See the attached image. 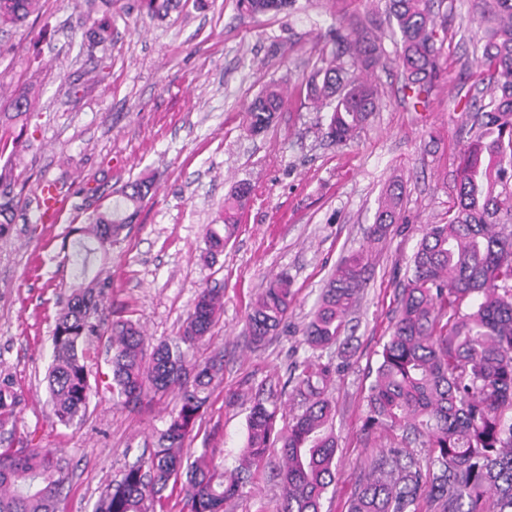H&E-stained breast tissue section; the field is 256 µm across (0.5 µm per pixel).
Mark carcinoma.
I'll list each match as a JSON object with an SVG mask.
<instances>
[{"label":"carcinoma","instance_id":"cac0c4a2","mask_svg":"<svg viewBox=\"0 0 512 512\" xmlns=\"http://www.w3.org/2000/svg\"><path fill=\"white\" fill-rule=\"evenodd\" d=\"M486 24L473 86L478 95L458 99L471 118L469 140L458 157L457 206L443 224L422 230L411 274L383 344L366 395L367 426L400 432L357 481L348 512H419L428 498L436 512H512V0H478ZM296 0H237L253 15L278 13ZM43 0H0V24H23L43 10ZM395 62L402 70L412 107L427 103L441 66V38L434 0H390ZM111 21L104 17L86 32L89 47L105 43ZM336 49L323 56L304 81L313 109L332 106L326 138L351 140L379 108L378 88L366 72L385 57L383 47L336 31ZM38 96L23 84L8 99L11 119L26 121ZM285 102L279 83L269 85L247 108L249 132L270 126ZM18 147L13 126L0 124V157ZM152 179L127 182L112 208L96 212L78 228L98 250L107 251L133 224ZM403 185L393 181L381 195L371 240L380 241L400 219ZM253 187L241 182L224 199V231L241 223ZM22 203L11 176L0 170V227L12 224ZM363 253L344 259L322 289L302 329L312 350L335 345L348 331L347 314L366 281ZM108 284L91 281L73 291L55 317L53 359L48 369L49 403L55 421L69 427L88 406L90 387L83 350L100 335L98 297ZM294 300L288 273L275 275L252 302L245 333L263 345L288 319ZM220 289L204 288L180 336L145 353L144 339L129 320L112 322V398L141 404L174 388L181 406L148 456L107 486L94 512H157L168 489H180L188 512H225L248 482L252 469L279 456V512H322L336 482V436L328 388L336 367L304 361L292 377L291 396L304 406L281 424L275 395L255 394L247 418L246 443L238 466L224 472L220 449L185 457L186 440L204 415L210 391L224 373V355L189 358L218 322ZM21 394L0 374V433L11 432ZM416 445L424 455L407 451ZM69 479L65 461L51 448H0V512H57Z\"/></svg>","mask_w":512,"mask_h":512}]
</instances>
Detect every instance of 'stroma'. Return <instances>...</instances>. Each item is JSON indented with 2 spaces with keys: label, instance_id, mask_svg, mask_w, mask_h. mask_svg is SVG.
Masks as SVG:
<instances>
[{
  "label": "stroma",
  "instance_id": "1",
  "mask_svg": "<svg viewBox=\"0 0 512 512\" xmlns=\"http://www.w3.org/2000/svg\"><path fill=\"white\" fill-rule=\"evenodd\" d=\"M447 20L442 71L426 106L402 100V77L387 37L388 0H297L280 14L240 13L236 0H182L153 16L141 0H112V41L80 52L88 27L84 0H45L39 16L0 25V106L36 81L35 112L8 160L25 207L0 235V372L21 394L12 447L58 449L70 471L59 512H93L103 490L152 447L181 394L150 409L113 401L105 384V339H92L84 363L95 384L83 420L55 423L47 404L54 316L74 287L109 280L99 298L102 326L132 320L152 347L175 339L198 292L218 288L223 313L194 350L195 359L224 353V375L186 441L188 455L221 449L234 469L246 442V419L258 388L277 392L285 418L300 413L286 381L304 359L332 361L329 388L336 435V484L322 512H347L356 479L394 438L367 429L365 402L379 353L398 307L397 286L411 265L424 225L440 224L456 203L457 155L468 133L455 109L473 83L471 55L485 27L472 0H437ZM381 41L388 61L372 78L381 103L357 136L338 144L323 135L326 115L312 111L299 87L333 48L336 28ZM287 82L290 95L270 127L254 135L246 110L266 86ZM154 190L124 241L100 260H83L70 230L91 222L84 188L110 206L140 175ZM404 186L398 224L372 244L380 195ZM58 183L70 203L60 223L43 224L35 198ZM241 182L254 194L224 251L206 255L208 227L222 228L224 199ZM366 252V283L347 320L345 354L319 353L302 328L341 260ZM294 282L285 326L254 347L244 332L251 300L280 272ZM277 457L252 472L229 512H277Z\"/></svg>",
  "mask_w": 512,
  "mask_h": 512
}]
</instances>
